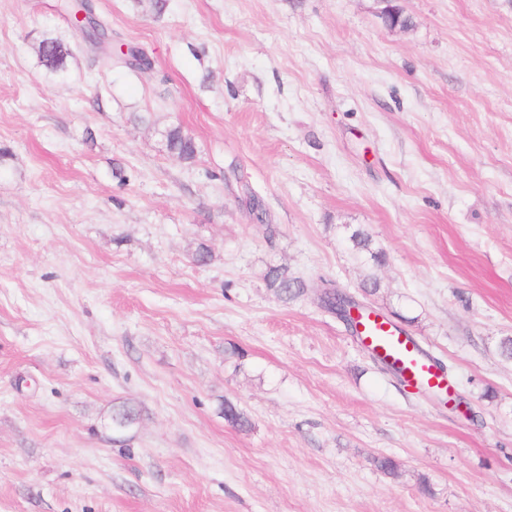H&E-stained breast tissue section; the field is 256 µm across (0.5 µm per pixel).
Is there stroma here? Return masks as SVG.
<instances>
[{"instance_id":"35a3bbf8","label":"stroma","mask_w":512,"mask_h":512,"mask_svg":"<svg viewBox=\"0 0 512 512\" xmlns=\"http://www.w3.org/2000/svg\"><path fill=\"white\" fill-rule=\"evenodd\" d=\"M58 3L0 0V512H512V0H394L405 28L381 0H93L148 76ZM327 283L457 402L374 361ZM37 54L40 62L47 69L60 72L64 70L66 59L71 52L58 40L47 38L39 43ZM166 143L168 151L181 159H192L195 155L196 147L193 140L179 126L167 131ZM267 282L275 294L282 300L297 298L304 293V283L296 278H289L285 271L271 269L267 275ZM140 418V411L129 405L112 410V432L124 434L131 430Z\"/></svg>"}]
</instances>
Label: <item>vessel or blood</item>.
Segmentation results:
<instances>
[{
	"mask_svg": "<svg viewBox=\"0 0 512 512\" xmlns=\"http://www.w3.org/2000/svg\"><path fill=\"white\" fill-rule=\"evenodd\" d=\"M359 322L362 341L393 365L404 382L421 390L430 388L447 393L446 372L438 368L410 336L376 314L360 315Z\"/></svg>",
	"mask_w": 512,
	"mask_h": 512,
	"instance_id": "b4317fda",
	"label": "vessel or blood"
}]
</instances>
